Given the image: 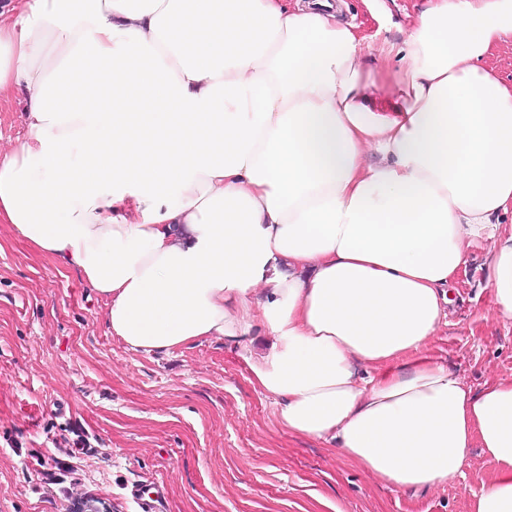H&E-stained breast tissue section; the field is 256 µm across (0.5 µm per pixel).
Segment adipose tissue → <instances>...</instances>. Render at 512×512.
Segmentation results:
<instances>
[{
    "label": "adipose tissue",
    "instance_id": "adipose-tissue-1",
    "mask_svg": "<svg viewBox=\"0 0 512 512\" xmlns=\"http://www.w3.org/2000/svg\"><path fill=\"white\" fill-rule=\"evenodd\" d=\"M510 38L512 0H428L393 51L329 0H6L0 223L131 350L224 339L288 430L402 489L479 449L470 512H512V380L422 355L474 247L512 321V86L484 65ZM24 93L20 92L11 104L9 112H0L1 145L7 147L24 135Z\"/></svg>",
    "mask_w": 512,
    "mask_h": 512
}]
</instances>
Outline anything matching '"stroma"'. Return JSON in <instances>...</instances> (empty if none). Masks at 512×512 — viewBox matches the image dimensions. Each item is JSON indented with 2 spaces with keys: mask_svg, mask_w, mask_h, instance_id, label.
I'll return each mask as SVG.
<instances>
[{
  "mask_svg": "<svg viewBox=\"0 0 512 512\" xmlns=\"http://www.w3.org/2000/svg\"><path fill=\"white\" fill-rule=\"evenodd\" d=\"M346 2L374 45L401 41L425 6ZM104 310L75 268L0 223V512H141L130 489L153 483L159 512H469L492 479L475 454L445 485H388L284 427L223 339L136 353ZM425 354L476 389L512 379V322L493 315L483 248Z\"/></svg>",
  "mask_w": 512,
  "mask_h": 512,
  "instance_id": "obj_1",
  "label": "stroma"
}]
</instances>
